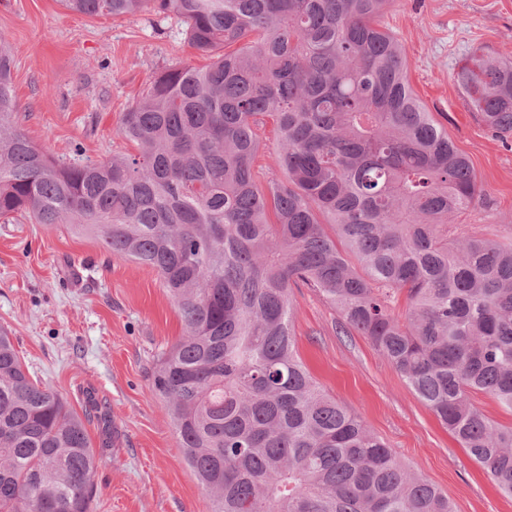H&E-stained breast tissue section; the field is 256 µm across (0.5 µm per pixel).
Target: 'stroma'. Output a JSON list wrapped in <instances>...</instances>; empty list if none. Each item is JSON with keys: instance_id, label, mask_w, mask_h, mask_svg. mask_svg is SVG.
I'll list each match as a JSON object with an SVG mask.
<instances>
[{"instance_id": "1", "label": "stroma", "mask_w": 512, "mask_h": 512, "mask_svg": "<svg viewBox=\"0 0 512 512\" xmlns=\"http://www.w3.org/2000/svg\"><path fill=\"white\" fill-rule=\"evenodd\" d=\"M381 24L402 43L413 89L469 159L484 198L456 232L512 239V137L472 112L454 76L475 50L512 59V0H394ZM0 37L13 55L14 120L58 161L101 162L135 148L122 112L155 73L203 66L185 25L153 12L85 16L60 0H0ZM297 351L319 387L354 411L455 512H512L504 495L394 368L310 288L290 293ZM42 386L86 423L99 458L92 512H210L182 462L157 355L180 336L174 303L152 269L111 256L100 240L19 216L0 223V327Z\"/></svg>"}]
</instances>
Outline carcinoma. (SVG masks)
I'll list each match as a JSON object with an SVG mask.
<instances>
[{
  "label": "carcinoma",
  "instance_id": "1",
  "mask_svg": "<svg viewBox=\"0 0 512 512\" xmlns=\"http://www.w3.org/2000/svg\"><path fill=\"white\" fill-rule=\"evenodd\" d=\"M60 2L174 15L210 60L151 77L119 124L136 154L65 164L12 122L0 39V218L67 224L157 272L183 335L160 353L154 387L211 512H454L314 381L292 329L301 286L512 496V426L474 400L512 411V241L448 233L482 190L379 23L392 0ZM456 81L512 135V61L475 53ZM267 119L286 180L264 191L253 162ZM97 464L83 419L1 329L0 512H91Z\"/></svg>",
  "mask_w": 512,
  "mask_h": 512
}]
</instances>
